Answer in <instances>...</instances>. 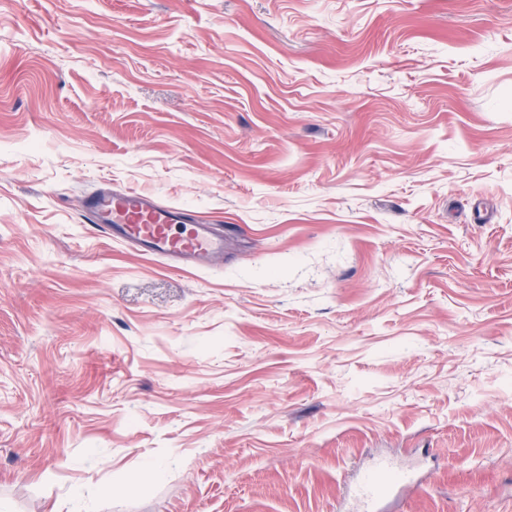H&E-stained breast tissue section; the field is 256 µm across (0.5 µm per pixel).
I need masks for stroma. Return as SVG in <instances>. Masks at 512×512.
I'll return each mask as SVG.
<instances>
[{"mask_svg": "<svg viewBox=\"0 0 512 512\" xmlns=\"http://www.w3.org/2000/svg\"><path fill=\"white\" fill-rule=\"evenodd\" d=\"M378 458L512 512V0H0V506L353 512ZM85 208L93 224L113 238L147 247L146 254L172 257L207 266L224 254V236L208 224L186 225L184 232L172 233V224H187L189 210L178 206H161L144 192H100L87 197Z\"/></svg>", "mask_w": 512, "mask_h": 512, "instance_id": "obj_1", "label": "stroma"}]
</instances>
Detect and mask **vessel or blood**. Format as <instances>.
<instances>
[{
  "mask_svg": "<svg viewBox=\"0 0 512 512\" xmlns=\"http://www.w3.org/2000/svg\"><path fill=\"white\" fill-rule=\"evenodd\" d=\"M85 208L94 224L114 230L116 240L144 246L152 256L206 266L224 252L223 237L209 225L191 223L187 209L159 205L144 192H100L87 197ZM175 224L184 225V232L173 233ZM413 482L411 470L380 459L360 470L356 495L364 512H377L384 498Z\"/></svg>",
  "mask_w": 512,
  "mask_h": 512,
  "instance_id": "vessel-or-blood-1",
  "label": "vessel or blood"
}]
</instances>
